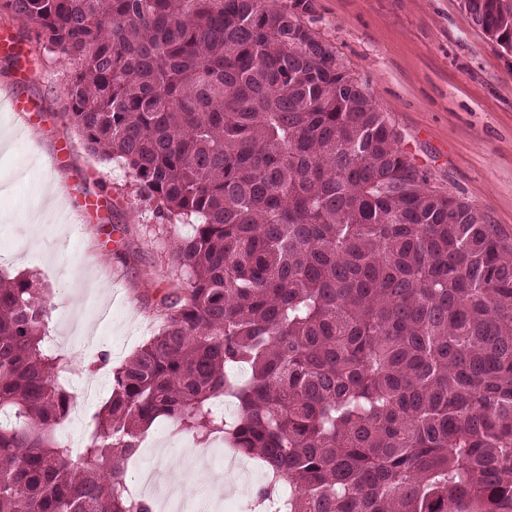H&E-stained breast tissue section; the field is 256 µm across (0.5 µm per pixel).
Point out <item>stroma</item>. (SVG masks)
<instances>
[{
	"label": "stroma",
	"instance_id": "1",
	"mask_svg": "<svg viewBox=\"0 0 512 512\" xmlns=\"http://www.w3.org/2000/svg\"><path fill=\"white\" fill-rule=\"evenodd\" d=\"M313 29L333 44L403 136L431 184L466 199L512 233V53L474 26L463 0H314ZM70 62L0 15V271L33 273L47 300L45 347L67 363L74 397L63 428L82 447L110 396L109 367L159 329L175 291L170 255L187 225L155 218L128 171L91 155L65 114ZM17 101L19 111L8 104ZM55 182L63 201L44 203ZM183 437L156 421L128 466L132 488L163 506L190 488L186 512L254 501L258 481L219 464L186 462Z\"/></svg>",
	"mask_w": 512,
	"mask_h": 512
}]
</instances>
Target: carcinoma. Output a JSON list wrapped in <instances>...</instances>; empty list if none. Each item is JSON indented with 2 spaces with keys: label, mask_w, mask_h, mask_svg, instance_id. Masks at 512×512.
<instances>
[{
  "label": "carcinoma",
  "mask_w": 512,
  "mask_h": 512,
  "mask_svg": "<svg viewBox=\"0 0 512 512\" xmlns=\"http://www.w3.org/2000/svg\"><path fill=\"white\" fill-rule=\"evenodd\" d=\"M463 2L511 53L500 0ZM0 10L74 65L85 149L194 229L78 454L43 288L0 287V512H152L126 473L158 419L255 458L266 512H512V236L430 185L313 0Z\"/></svg>",
  "instance_id": "1"
}]
</instances>
